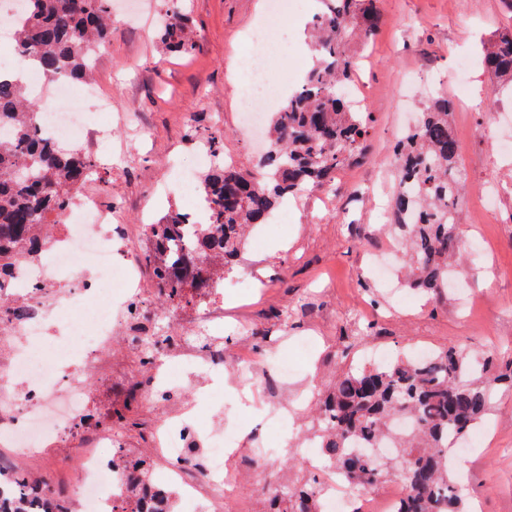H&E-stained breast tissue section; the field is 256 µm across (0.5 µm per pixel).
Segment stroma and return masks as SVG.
<instances>
[{"mask_svg": "<svg viewBox=\"0 0 512 512\" xmlns=\"http://www.w3.org/2000/svg\"><path fill=\"white\" fill-rule=\"evenodd\" d=\"M183 7L188 51L174 52L159 38V22L173 2ZM138 18L113 19L109 43L95 64L97 83L112 100V166L95 187L115 202L112 221L138 228L185 212L178 175L191 152L212 131L223 136L225 156L237 169H256L259 150L250 148L239 127L240 91L234 64L246 48L245 36L266 16V0H147ZM380 24L366 44H353L362 58L358 70L369 95L364 106L373 122L364 159L339 171L331 186L302 187L288 198V223L268 235L259 225L231 276L250 274L263 293L238 300L228 321L245 322L257 334L252 346L266 358L274 343L306 340L309 355L297 370L303 391L278 398L310 407L339 361L362 366L365 352L385 345L412 353L450 346L494 358L500 372L512 370V88L499 86L484 69L481 48L500 28L512 24L507 0H379ZM287 53L269 61L272 71L305 78L313 65L310 40L288 29ZM470 59L465 85L453 79L460 59ZM455 103L448 125L459 145L465 174L463 239L478 238L485 253L455 260L456 290L436 296L408 288L412 306L394 305L393 289L379 284L370 269L375 252L396 246L399 234L382 229L375 205L390 199L396 183L393 145L415 123L433 96ZM151 134L133 140L136 124ZM477 292L468 315L458 304ZM223 406L199 401V414L240 429L244 447H260L267 435V405L244 382L223 387ZM483 427L488 440L466 455L449 450L448 464L468 512H512V387L500 384ZM310 420L282 428L283 446L256 466L267 475H287L294 483L313 479L305 466L309 448L301 436Z\"/></svg>", "mask_w": 512, "mask_h": 512, "instance_id": "stroma-1", "label": "stroma"}]
</instances>
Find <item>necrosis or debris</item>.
I'll return each mask as SVG.
<instances>
[{
	"instance_id": "necrosis-or-debris-1",
	"label": "necrosis or debris",
	"mask_w": 512,
	"mask_h": 512,
	"mask_svg": "<svg viewBox=\"0 0 512 512\" xmlns=\"http://www.w3.org/2000/svg\"><path fill=\"white\" fill-rule=\"evenodd\" d=\"M19 0H0V74L20 82L40 104L35 121L42 135L98 150L112 137L110 104L93 84L75 87L51 79L14 49L22 24ZM283 41L263 30L249 36V83L240 100V122L249 137L266 140L269 111L288 89L271 74L269 56ZM47 267L18 266L4 293L8 304L38 307L16 321L0 315V471L23 474L19 485L0 486V512L25 501L45 512V492L75 501L78 512H225L237 496L242 444L234 428L205 433L181 396L185 381L215 368L269 384L286 374L287 360L254 366L246 351L224 355V291L195 297L197 312L157 307L142 321L148 297L146 270L131 257L125 225L112 221L101 196L83 190L48 234ZM177 335L179 345L154 352L145 370L150 384L141 406L154 412V439L147 448L125 444L112 426L114 391L127 382L126 344ZM146 458L163 466L148 482L133 479V463Z\"/></svg>"
}]
</instances>
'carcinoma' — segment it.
Returning <instances> with one entry per match:
<instances>
[{"label": "carcinoma", "mask_w": 512, "mask_h": 512, "mask_svg": "<svg viewBox=\"0 0 512 512\" xmlns=\"http://www.w3.org/2000/svg\"><path fill=\"white\" fill-rule=\"evenodd\" d=\"M25 23L15 50L46 76L89 78L87 56L106 46L111 0H23ZM312 19L316 65L271 121L270 146L261 160L267 178L215 166L203 180L207 219L189 224L175 214L150 227L151 248L140 261L159 295L182 300L213 285L210 267L228 266L248 228L265 223L279 199L305 184L323 186L345 163L362 154L371 119L352 105L348 88L356 73L349 41L378 28V0H321ZM162 40L186 50L177 12L162 25ZM485 67L512 86V28L496 34L485 50ZM452 102L432 99L394 148L397 190L393 226L403 232L405 257L416 269L413 286L439 294L448 288V257L462 192L458 146L448 127ZM35 110L17 87L0 78V276L18 262L37 265L47 241L37 237L57 223L100 165L89 152L65 150L37 134ZM490 357L471 358L450 346L424 361L397 358L382 368L340 367L316 413L323 455L348 485L364 491L391 473L408 494L397 512H462L455 480L448 475V448L465 437L490 408ZM414 421L409 432L390 422ZM395 448L384 461L369 452ZM320 489L277 479L270 512H320Z\"/></svg>", "instance_id": "obj_1"}]
</instances>
